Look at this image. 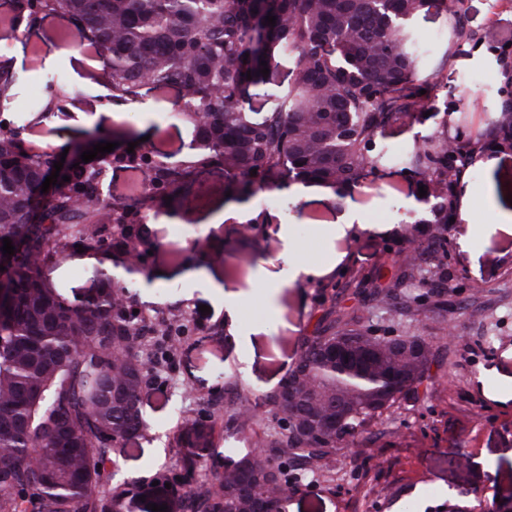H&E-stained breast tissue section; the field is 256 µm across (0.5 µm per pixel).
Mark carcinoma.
<instances>
[{"mask_svg": "<svg viewBox=\"0 0 512 512\" xmlns=\"http://www.w3.org/2000/svg\"><path fill=\"white\" fill-rule=\"evenodd\" d=\"M432 6L456 18V40L478 41L462 19L463 0H9L0 42L62 17L70 25L64 42L73 38L107 58L100 79L110 97L136 101L145 78L159 89L177 88L195 148L181 165L143 147L99 154L72 169L70 181L56 182L47 198L41 187L54 172L55 150L32 139L31 121L0 112V254L6 237L15 248L0 302V512H21L23 501L31 512H121L132 490L108 487L107 464L146 430L140 393L171 363L186 322L133 313L135 284L116 283L104 270L97 272L96 297L72 305L40 269L78 245L111 250L130 237L146 257L148 212L165 208L169 197L177 201L199 170L223 169L224 189L240 202L291 182L343 196L386 163L402 165L425 181L435 203L405 226L400 264L373 279L368 296L392 315L430 297L436 308L446 307L453 179L476 154L512 147V98L476 136L455 131L451 151L446 116L442 130L406 150L377 148L382 128L435 97L434 77L447 67L408 27ZM257 12L264 20L255 49ZM286 57L295 60L288 90L272 111L254 118L245 111V88L264 80L260 62L271 69ZM12 63L0 50V89L14 90ZM428 67L432 76L420 77ZM35 77L39 116L75 106L64 69ZM115 169L143 178L133 202L112 193ZM406 336L422 342L419 352L404 353ZM436 340L418 329L389 336L341 312L306 339L269 399L272 419L261 447L270 462L242 455L215 492L192 482L195 462L184 456L186 512H280L275 493L265 490L298 486L291 471L326 466L369 421L416 398ZM340 344L348 346L346 361L336 358ZM224 394V431L253 424L242 417L237 384L226 382ZM185 427L180 448L207 442L214 432L199 418L185 419Z\"/></svg>", "mask_w": 512, "mask_h": 512, "instance_id": "1", "label": "carcinoma"}]
</instances>
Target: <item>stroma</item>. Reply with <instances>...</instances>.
<instances>
[{
    "instance_id": "obj_1",
    "label": "stroma",
    "mask_w": 512,
    "mask_h": 512,
    "mask_svg": "<svg viewBox=\"0 0 512 512\" xmlns=\"http://www.w3.org/2000/svg\"><path fill=\"white\" fill-rule=\"evenodd\" d=\"M464 11L478 42L456 41L451 15L435 7L409 23L415 36L449 54L437 99L462 104V111L389 124L377 137L386 149L411 147L443 121L474 134L496 114L505 81L495 48L512 35V0H464ZM63 27L62 20L50 18L28 35L11 111L30 117L40 92L32 71L43 68L52 52L57 65L66 67L72 92L93 106L44 120L34 130L43 144L59 149L95 128L122 129L120 147L142 139L169 162L186 160L192 129L179 115V92L151 90L141 103L112 101L96 79L99 63L60 42ZM292 67V60L281 59L271 80L249 85L247 111L259 117L273 110ZM421 183V177L388 164L344 198L320 186L300 200L285 189L266 190L248 203L270 221L247 232L230 209L223 179L203 187L191 179L181 188L188 204L150 215L145 229L155 249L145 261V278L155 287L146 291L145 278L134 275L138 304L165 316L181 314L193 331L182 339L172 371L140 393L149 423L144 436L128 441L107 466L112 485L134 487L128 512H148V504L169 505L180 495V488H166L165 481L181 470L177 438L186 417L204 401L223 403L229 380L238 382L250 406L268 411L267 399L296 364L304 338L351 308L379 328L416 327L437 337L434 359L417 401L400 402L366 425L337 452L333 476L306 475L282 512H443L451 504L462 512H512V151L481 155L473 172L456 183L459 206L448 227L447 311L425 306L392 318L368 300L365 280L394 260L404 220L426 211ZM350 201L364 213L366 228L339 238L328 235L327 225L339 221ZM219 214L223 224L213 225ZM284 225L297 257L315 262L318 271L270 296L260 282V267L283 251ZM244 254L249 262H241ZM122 262L116 252L73 248L45 264L41 275L69 301L81 303L97 293L96 270L116 273ZM192 268L238 293L244 304L240 320H227L223 300L205 282L184 280ZM204 305L209 313H201ZM255 442L253 431L216 426L211 445L194 451L196 479H211L213 472L232 466Z\"/></svg>"
}]
</instances>
